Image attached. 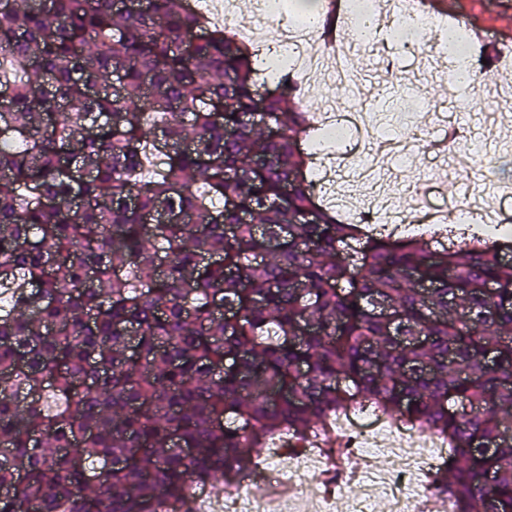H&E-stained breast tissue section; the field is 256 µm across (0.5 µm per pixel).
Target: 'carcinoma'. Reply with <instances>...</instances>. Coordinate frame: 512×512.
I'll list each match as a JSON object with an SVG mask.
<instances>
[{"label": "carcinoma", "instance_id": "cac0c4a2", "mask_svg": "<svg viewBox=\"0 0 512 512\" xmlns=\"http://www.w3.org/2000/svg\"><path fill=\"white\" fill-rule=\"evenodd\" d=\"M39 2L0 0V512H196L364 407L512 512V237L340 218L288 66L188 0Z\"/></svg>", "mask_w": 512, "mask_h": 512}]
</instances>
